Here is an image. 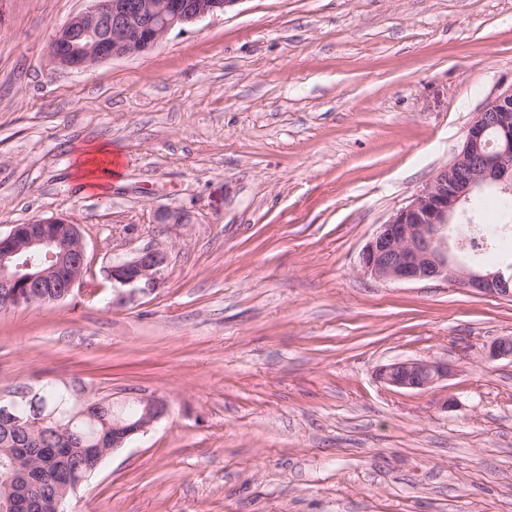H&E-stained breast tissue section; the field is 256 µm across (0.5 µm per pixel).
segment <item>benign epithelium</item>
<instances>
[{
	"mask_svg": "<svg viewBox=\"0 0 512 512\" xmlns=\"http://www.w3.org/2000/svg\"><path fill=\"white\" fill-rule=\"evenodd\" d=\"M240 0H92L54 35L51 53L65 69L81 71L110 59L144 54L175 28L191 25ZM478 187L512 191V84L489 97L469 124L461 150L408 203L379 225L363 247L358 270L364 277L390 283L424 280L451 282L473 293L512 297V265L482 272L452 253L448 229L466 216L464 205ZM183 209L161 208L158 224H191ZM166 253L147 247L105 268L106 279L121 295L159 287ZM88 270L78 225L48 218L15 224L0 234V296L12 306L57 302L71 295ZM487 358H512V336L496 339ZM454 367L423 359H402L381 366L378 379L398 389L425 390L453 376ZM40 392L19 391L0 406V419L21 424L38 413ZM136 422L112 413V447L145 433L164 413L154 396H138Z\"/></svg>",
	"mask_w": 512,
	"mask_h": 512,
	"instance_id": "1",
	"label": "benign epithelium"
}]
</instances>
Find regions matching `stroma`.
<instances>
[{
  "mask_svg": "<svg viewBox=\"0 0 512 512\" xmlns=\"http://www.w3.org/2000/svg\"><path fill=\"white\" fill-rule=\"evenodd\" d=\"M87 5L0 0V233L61 217L88 261L66 299L0 312V397L136 388L166 409L68 512H512V359L486 358L512 298L358 272L512 84V0H239L58 69ZM96 143L120 158L101 189L75 167ZM147 246L164 281L121 298L104 269ZM409 358L455 373L377 378ZM454 367L423 359L394 360L382 365L377 372L378 379L386 385L409 390L432 388L441 380L453 376Z\"/></svg>",
  "mask_w": 512,
  "mask_h": 512,
  "instance_id": "obj_1",
  "label": "stroma"
}]
</instances>
